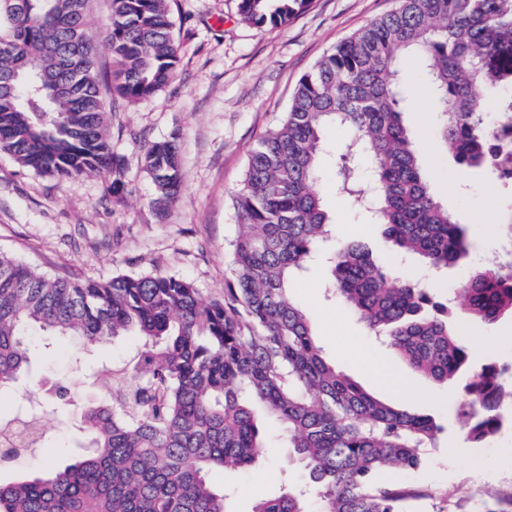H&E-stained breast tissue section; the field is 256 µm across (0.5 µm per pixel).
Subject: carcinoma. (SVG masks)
I'll return each instance as SVG.
<instances>
[{"label":"carcinoma","instance_id":"obj_1","mask_svg":"<svg viewBox=\"0 0 512 512\" xmlns=\"http://www.w3.org/2000/svg\"><path fill=\"white\" fill-rule=\"evenodd\" d=\"M87 2L0 0V151L42 176H93L111 163ZM276 2L239 0V15L278 27L310 4ZM173 26L168 0H110L105 45L123 98H149L170 81L179 61ZM413 52L448 154L512 184L493 160L495 150L509 153L512 133V0H399L300 79L280 123L248 155L232 198L239 224L224 299L204 304L192 283L161 272L69 281L0 252V388L28 369L36 332L88 346L140 336L147 345L132 381L86 406L87 451L63 468L0 480V512H231L209 474L261 455L256 404L284 425L319 512H411L418 494L388 475L420 469V449L441 427L330 364L290 289L334 236L317 189L330 126L351 131L336 157V193L370 213L396 249L436 270L472 249L431 193L403 121L408 92L397 74ZM489 94L498 97L492 122L480 107ZM361 158L372 168L369 190ZM144 169L158 202H170L181 184L177 144L150 146ZM329 261L330 288L412 369L446 383L466 367L452 315L428 289L391 278L361 242L332 248ZM457 293L469 319L493 323L512 313V271L475 270ZM503 374L494 365L470 374L459 411L476 443L492 441L505 422ZM44 415L34 403L0 425ZM252 512L308 509L289 486Z\"/></svg>","mask_w":512,"mask_h":512}]
</instances>
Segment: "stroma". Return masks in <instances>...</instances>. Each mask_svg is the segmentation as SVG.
I'll return each instance as SVG.
<instances>
[{"label":"stroma","mask_w":512,"mask_h":512,"mask_svg":"<svg viewBox=\"0 0 512 512\" xmlns=\"http://www.w3.org/2000/svg\"><path fill=\"white\" fill-rule=\"evenodd\" d=\"M238 3L169 0L180 48L173 78L136 103L107 96L110 142L124 183L120 196L110 191L111 172L48 178L0 153V250L41 271L74 278L159 270L191 282L203 302L223 297L238 224L232 197L250 151L276 124L303 75L340 42L398 6V0H311L286 25L257 27L241 19ZM400 71L411 88L405 119L422 172L438 200L467 226L474 242L468 260L436 275L418 258L395 252L382 227L337 194L335 171L327 160L320 190L337 242H366L388 269L419 282L437 281L434 295L450 300L458 281L482 267L500 242L487 225L512 222L506 207L512 185L460 167L439 148V116L422 90L423 65L411 60ZM169 139L179 148L181 186L173 201L160 204L143 168V154L152 143ZM331 280V265L322 258L293 288L324 356L374 396L431 416L443 427L422 450L424 467L398 477L419 493L415 512H481L484 502L512 495V426H504L490 444L472 443L457 412L459 385L433 383L396 358L382 337L329 297ZM454 320L471 366L492 362L512 367L511 314L486 325L469 321L459 309ZM143 350L141 340L132 336L94 348L73 339L39 337L30 377L0 390V413L34 401L48 404L44 425L53 446L25 454L18 467L36 473L47 461L64 465L80 455L83 438L75 412L107 393L98 369L109 367L116 382L131 380ZM366 357L390 375L391 388L373 381L362 363ZM263 427L268 448L259 463L211 474L214 484L231 492L230 512H252L258 499L277 494L283 484L308 481L285 447L281 424L268 418Z\"/></svg>","instance_id":"stroma-1"}]
</instances>
